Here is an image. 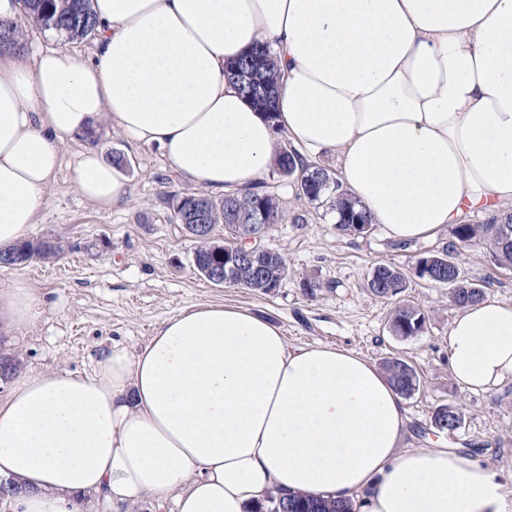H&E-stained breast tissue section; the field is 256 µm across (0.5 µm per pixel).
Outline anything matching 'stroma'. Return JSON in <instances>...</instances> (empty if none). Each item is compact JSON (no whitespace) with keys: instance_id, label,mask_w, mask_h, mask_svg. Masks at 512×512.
<instances>
[{"instance_id":"35a3bbf8","label":"stroma","mask_w":512,"mask_h":512,"mask_svg":"<svg viewBox=\"0 0 512 512\" xmlns=\"http://www.w3.org/2000/svg\"><path fill=\"white\" fill-rule=\"evenodd\" d=\"M91 138L126 159L131 200L112 211L86 202L72 185L83 143L64 148L63 164L30 236L59 237L67 251L57 261L0 268V283L25 279L40 302L32 326L0 336V351L19 357L27 370L81 372L112 344L138 350L165 319L185 308L243 307L280 327L292 346L346 347L378 366L388 358L406 360L416 369L420 387L404 401L408 426L402 448H434L442 442L459 449L496 471L512 500V381L491 392L472 393L452 379L448 332L458 309L448 288L414 276L403 293L388 300L377 299L367 288L375 265L412 269L420 257L451 241V227L411 242L390 238L378 224L364 234L345 233L337 229L328 205L297 198L292 179L274 172L267 184L284 211L307 217L299 226L274 225L263 240L284 257L286 278L272 294L216 286L197 272V244L173 221L166 203L168 193L189 190V183L175 177L157 148L129 142L109 125L99 126ZM459 263L464 278L474 283L495 273L488 299L512 306V270L493 269L485 242L476 240L461 250ZM304 276L325 282V289L305 294L299 286ZM403 304L424 312L426 326L419 335H393L390 316ZM442 405L463 412L457 433L444 435L433 427V412Z\"/></svg>"}]
</instances>
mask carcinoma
Wrapping results in <instances>:
<instances>
[{"label": "carcinoma", "instance_id": "cac0c4a2", "mask_svg": "<svg viewBox=\"0 0 512 512\" xmlns=\"http://www.w3.org/2000/svg\"><path fill=\"white\" fill-rule=\"evenodd\" d=\"M28 15L45 29H54L69 38L85 37L93 33L97 20L89 8V0H25ZM227 74L242 94L258 109L271 112L268 106V93L275 92L278 82V69L275 59L267 48L258 45L238 61L228 66ZM301 160L298 151L292 149L280 153L277 169L286 176L296 174L297 161ZM325 168L316 164H307L301 168V176L296 178L294 186L298 197L310 203L322 202L323 197L332 192L330 188H322L319 182L312 178L313 173H322ZM206 201L209 211V221L212 224L225 225V231L231 235V246L242 243L233 223L250 218L258 208L265 206L274 213L276 222L282 224L291 219L293 224H304L306 218L302 214L288 217L267 186L248 191L244 194H224L222 196L204 195L200 192H189L172 197L170 205L173 209V220L180 224L183 220L191 219L194 208ZM331 209L337 214V227L346 232H354L358 224L372 223L371 216L348 198L347 194L335 196ZM456 242L451 248H443L429 256L422 257L419 262L431 263L436 267L451 260L450 271L432 276V282L444 285L450 289L451 302L463 308L485 299V287L474 285L461 278L460 268L456 258L459 250L475 239H482L489 246L491 263L497 268L512 267V212L488 217L483 224H458L453 231ZM65 251L64 243L58 238L46 237L39 240H26L20 244L1 249L0 256H10L14 265L20 266L33 259L50 260L60 257ZM261 265V276L250 283V288L269 294L277 290L287 273L283 258L272 252L261 253L257 256ZM409 281L408 272L391 264L381 263L373 267L368 280L369 291L376 298L386 300L405 291ZM425 316L412 306H399L391 316V329L395 336L407 338L415 336L424 330ZM384 371L397 391L404 397H409L418 389L419 378L416 370L407 362L393 358L384 362ZM288 502L289 512H352V507L335 500H316L303 496L269 497L267 504L254 512H274L277 505Z\"/></svg>", "mask_w": 512, "mask_h": 512}]
</instances>
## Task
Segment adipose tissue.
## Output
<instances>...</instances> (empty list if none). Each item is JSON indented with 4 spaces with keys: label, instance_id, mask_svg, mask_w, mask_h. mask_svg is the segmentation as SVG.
Wrapping results in <instances>:
<instances>
[{
    "label": "adipose tissue",
    "instance_id": "obj_1",
    "mask_svg": "<svg viewBox=\"0 0 512 512\" xmlns=\"http://www.w3.org/2000/svg\"><path fill=\"white\" fill-rule=\"evenodd\" d=\"M93 54L0 53V247L25 240L62 166L99 124L156 146L211 195L260 186L280 138L332 155L374 223L409 242L512 207V0H91ZM266 46L275 120L224 75ZM87 145L74 189L125 206L123 168ZM21 279L0 289V331L33 323ZM448 370L467 390L512 380V306L463 308ZM402 396L354 351L288 346L250 310L196 305L137 353L90 370L21 373L0 398L8 512H80L173 496L177 512H254L273 494L355 512H512L497 473L448 448L401 449Z\"/></svg>",
    "mask_w": 512,
    "mask_h": 512
}]
</instances>
